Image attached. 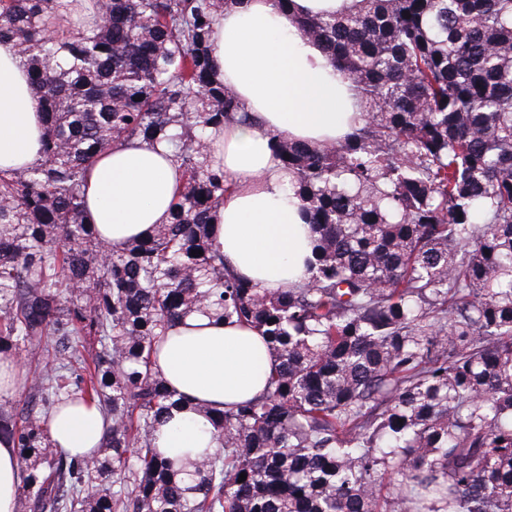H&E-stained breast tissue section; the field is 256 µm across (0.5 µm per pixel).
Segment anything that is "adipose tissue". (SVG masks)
Listing matches in <instances>:
<instances>
[{
  "instance_id": "ef3b65f1",
  "label": "adipose tissue",
  "mask_w": 512,
  "mask_h": 512,
  "mask_svg": "<svg viewBox=\"0 0 512 512\" xmlns=\"http://www.w3.org/2000/svg\"><path fill=\"white\" fill-rule=\"evenodd\" d=\"M359 0H227L212 34L215 72L249 114L226 120L212 135L211 161L230 182L216 211L215 232L225 263L260 288L310 280L312 239L287 173L272 149L278 137L322 146L350 133L360 107L317 44L303 39L295 15H333ZM43 114L27 67L12 43L0 42V169L37 162ZM170 147L140 139L114 145L89 170L85 215L108 248L148 237L167 223L180 186ZM155 359L169 387L183 397L156 431V444L177 459L187 448H218L215 430L196 405L223 407L259 395L275 362L258 332L194 313L172 327ZM110 424L93 404L61 407L48 422L55 446L73 455L97 448ZM21 468L11 441L0 439V512H14Z\"/></svg>"
}]
</instances>
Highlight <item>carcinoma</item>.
Here are the masks:
<instances>
[{"instance_id":"carcinoma-1","label":"carcinoma","mask_w":512,"mask_h":512,"mask_svg":"<svg viewBox=\"0 0 512 512\" xmlns=\"http://www.w3.org/2000/svg\"><path fill=\"white\" fill-rule=\"evenodd\" d=\"M224 2L91 0L75 26L83 0H0L45 121L41 159L0 173L16 512H512V0L292 18L364 118L324 147L276 140L314 273L274 290L214 243L209 132L248 119L212 76ZM134 139L168 140L183 180L169 222L106 257L86 175ZM193 312L258 330L277 364L260 398L203 410L223 447L178 464L156 446L179 397L154 357ZM77 400L112 422L83 457L47 432Z\"/></svg>"}]
</instances>
